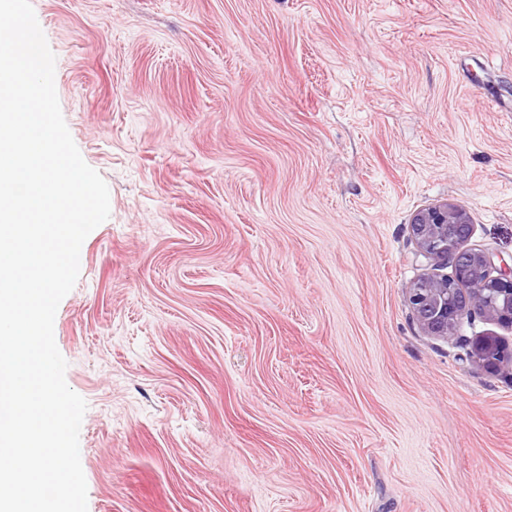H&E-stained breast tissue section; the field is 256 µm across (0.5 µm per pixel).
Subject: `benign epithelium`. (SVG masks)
<instances>
[{"instance_id": "obj_1", "label": "benign epithelium", "mask_w": 512, "mask_h": 512, "mask_svg": "<svg viewBox=\"0 0 512 512\" xmlns=\"http://www.w3.org/2000/svg\"><path fill=\"white\" fill-rule=\"evenodd\" d=\"M411 231L421 256L453 269L450 275H424L409 288L410 307L427 335L448 340L459 320L476 312L512 329V267L468 247L472 225L464 209L448 203L430 206L414 216ZM468 356L497 372L512 352L497 336H478Z\"/></svg>"}]
</instances>
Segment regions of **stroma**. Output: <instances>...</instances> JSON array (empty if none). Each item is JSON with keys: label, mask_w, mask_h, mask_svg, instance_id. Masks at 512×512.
Wrapping results in <instances>:
<instances>
[{"label": "stroma", "mask_w": 512, "mask_h": 512, "mask_svg": "<svg viewBox=\"0 0 512 512\" xmlns=\"http://www.w3.org/2000/svg\"><path fill=\"white\" fill-rule=\"evenodd\" d=\"M105 180L54 321L88 512H512V363L410 224L512 259V0H31ZM411 231L421 256L453 269L451 275H424L409 288L410 307L427 335L453 339L459 320L476 312L512 329V266L497 267L493 256L468 247L472 225L464 209L430 206L414 216ZM472 273L479 278L470 281ZM468 356L472 362L490 372H498L512 358V351L497 336H478L472 340Z\"/></svg>", "instance_id": "obj_1"}]
</instances>
